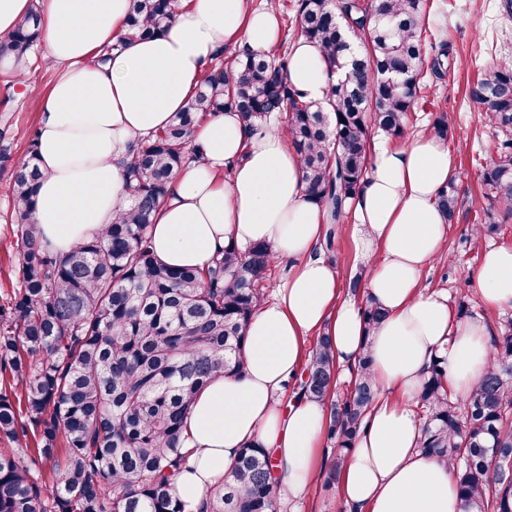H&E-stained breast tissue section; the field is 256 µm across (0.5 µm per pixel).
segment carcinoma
<instances>
[{"label":"carcinoma","mask_w":512,"mask_h":512,"mask_svg":"<svg viewBox=\"0 0 512 512\" xmlns=\"http://www.w3.org/2000/svg\"><path fill=\"white\" fill-rule=\"evenodd\" d=\"M175 0H132L121 36L163 31ZM428 0H296L299 35L317 46L331 70L349 67L323 103L312 104L287 81L291 49L218 58L170 124L136 141L126 167L130 205L105 231L58 254L41 242L33 219L37 138L13 162L8 194L17 225L18 281L0 304V512H184L171 492L186 465L181 433L197 394L218 375L244 368L246 326L262 300L272 261L262 244L230 245L203 268L172 269L150 240L168 185L202 158L195 129L207 116L234 110L249 131L283 112L300 156L305 195L347 218L348 199L367 179L371 133L398 139L428 75L447 72L448 43L432 59L423 18ZM360 38L361 51L348 41ZM39 41L32 10L8 38L19 62ZM470 97L495 124L512 131V61L477 80ZM483 179L497 210L512 219V137ZM437 204L453 223L458 196L449 181ZM493 366L463 402L448 400L444 370L433 364L415 396L426 413L419 448L456 465L460 512H512V482L491 480L493 458H512V322L492 338ZM370 359L340 402H330L326 436L336 447L328 478L340 475L342 451L360 433L377 394ZM338 385L328 336L321 335L297 378L300 396L329 402ZM51 465L46 489L32 466ZM199 512H278L270 458L260 445L242 449L232 480L204 494Z\"/></svg>","instance_id":"carcinoma-1"}]
</instances>
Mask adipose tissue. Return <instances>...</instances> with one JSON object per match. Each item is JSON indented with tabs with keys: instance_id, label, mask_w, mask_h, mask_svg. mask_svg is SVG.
Listing matches in <instances>:
<instances>
[{
	"instance_id": "ef3b65f1",
	"label": "adipose tissue",
	"mask_w": 512,
	"mask_h": 512,
	"mask_svg": "<svg viewBox=\"0 0 512 512\" xmlns=\"http://www.w3.org/2000/svg\"><path fill=\"white\" fill-rule=\"evenodd\" d=\"M131 0H0V37L30 11L39 14L45 57L58 67L36 98L38 167L34 217L58 252L97 236L130 199L126 164L133 143L166 127L193 96L205 68L228 45L269 52L279 37L274 4L249 0H184L166 30L119 42ZM113 52L107 64L97 56ZM287 79L305 100L323 102L338 74L322 52L298 38ZM203 159L180 171L151 227L156 258L172 268L204 267L224 246L267 245L293 263L286 285L246 328L241 375L215 377L184 421L187 464L172 493L198 512L206 490L230 480L242 448L259 444L290 497L301 496L313 472L326 406L287 399L309 335L329 336L339 364L370 355L378 399L341 471L351 512H460L452 462L421 452V426L410 405L433 360H441L450 392L467 397L491 365L492 333L477 317L455 320L442 293L420 291L422 270L437 258L448 225L437 195L458 174L453 155L427 134L400 148L377 147L364 189L346 210L358 228L366 301L385 317L366 328L363 308L338 303L337 272L314 251L327 213L303 190L302 166L276 127L248 133L238 112L212 116L195 134ZM228 179H219L224 166ZM486 307L512 305V246L487 251L475 278Z\"/></svg>"
}]
</instances>
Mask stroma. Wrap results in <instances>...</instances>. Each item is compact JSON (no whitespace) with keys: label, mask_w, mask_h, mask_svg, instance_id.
<instances>
[{"label":"stroma","mask_w":512,"mask_h":512,"mask_svg":"<svg viewBox=\"0 0 512 512\" xmlns=\"http://www.w3.org/2000/svg\"><path fill=\"white\" fill-rule=\"evenodd\" d=\"M429 25L437 38L449 41L453 64L437 82V95L430 104H416L410 115L409 135L428 132L433 117L446 113L448 140L462 174L457 183L458 208L448 227L442 253L422 272L421 285L428 291L447 294L451 309H464L467 317H484L492 330L512 320V306L487 310L476 289L475 276L484 253L493 246H512V223L494 228L484 225L491 200L483 183L486 165L498 155L503 134L483 119L480 105L467 96V85L478 70L512 59V0H433ZM40 114L27 88L14 82L11 71L0 69V143L7 145L11 158L25 155L39 125ZM332 247H320V254L336 269L341 299L351 298L350 284L363 271L352 222L332 227ZM17 236L12 205L0 195V301L16 283ZM334 454L329 442H322L314 476L303 497L280 500L279 512H343L335 486L324 483V468Z\"/></svg>","instance_id":"obj_1"}]
</instances>
